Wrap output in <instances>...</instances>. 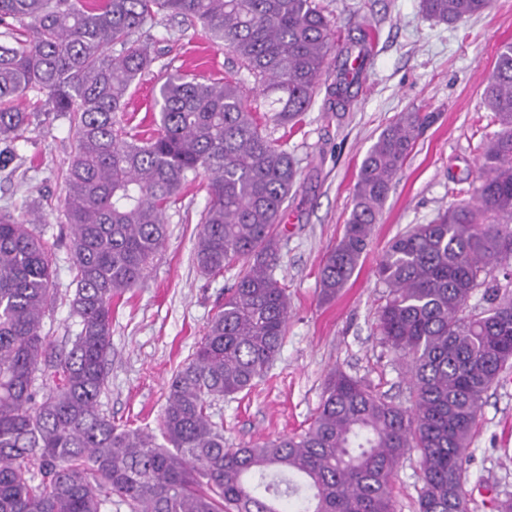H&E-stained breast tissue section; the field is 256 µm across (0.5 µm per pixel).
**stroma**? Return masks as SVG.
<instances>
[{
  "instance_id": "35a3bbf8",
  "label": "stroma",
  "mask_w": 512,
  "mask_h": 512,
  "mask_svg": "<svg viewBox=\"0 0 512 512\" xmlns=\"http://www.w3.org/2000/svg\"><path fill=\"white\" fill-rule=\"evenodd\" d=\"M341 39L370 27L373 60L345 110L327 111L316 99L295 128L270 126L294 156L299 188L281 224V259L275 276L288 290L290 317L280 352L249 391L212 409L224 424V443L236 448L308 427L332 369L364 379L394 402L408 399L401 366L391 364L376 333L385 289L376 265L388 242L415 224L432 221L458 201L460 181L475 177L476 147L488 110L483 90L497 52L512 43V0H491L483 14L448 25L426 18L419 0H319ZM154 56L128 94L129 111L149 113L166 76L188 70L229 77L253 87L224 48L197 35L180 18L158 17L142 34ZM405 112H434L437 121L418 141L392 183L370 246L335 300L319 294L327 249L342 236L353 204L360 164L379 134ZM67 123H33L15 154L0 160V211L40 209L47 235L58 237L57 284L64 300L43 320L53 343L74 335L67 302L75 286L61 172L74 149ZM208 202L205 179L189 185L166 214L167 238L140 287L112 305V353L101 410L113 423L156 431L169 381L186 362L223 303L241 268L202 275L194 262L200 215ZM471 476L484 487L471 494L470 512H491L490 494H512V374L488 393L472 438Z\"/></svg>"
}]
</instances>
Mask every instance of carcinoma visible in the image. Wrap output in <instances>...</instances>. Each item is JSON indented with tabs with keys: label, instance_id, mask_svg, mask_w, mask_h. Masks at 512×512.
<instances>
[{
	"label": "carcinoma",
	"instance_id": "cac0c4a2",
	"mask_svg": "<svg viewBox=\"0 0 512 512\" xmlns=\"http://www.w3.org/2000/svg\"><path fill=\"white\" fill-rule=\"evenodd\" d=\"M490 0H420L455 24ZM161 15L202 27L254 78L263 112L237 81L177 72L154 98L155 128L120 119L154 61L141 31ZM369 32L348 44L316 0H0V145L13 154L40 116L12 102L35 92L75 146L63 216L78 330L56 350L43 319L62 294L42 216L0 213V512H395L393 481L418 457V512H469L466 449L488 391L512 369V43L484 90L491 124L469 199L388 244L376 332L409 373L411 404L333 369L301 434L224 447L209 409L250 390L286 335L289 299L275 278L279 224L298 189L294 157L268 124L295 126L336 70L330 106L345 109L368 66ZM432 112H407L367 151L343 236L320 268L335 297L366 253L393 180ZM208 176L194 259L205 276L242 263L224 303L172 376L159 434L99 409L112 351V302L143 279L163 246L164 216L184 185ZM501 268L504 281L487 279ZM488 308L468 303L477 289Z\"/></svg>",
	"mask_w": 512,
	"mask_h": 512
}]
</instances>
